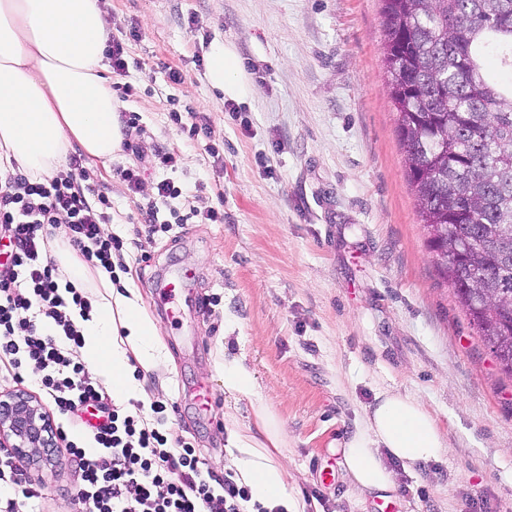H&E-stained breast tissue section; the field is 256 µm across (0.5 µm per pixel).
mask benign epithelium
<instances>
[{
    "mask_svg": "<svg viewBox=\"0 0 512 512\" xmlns=\"http://www.w3.org/2000/svg\"><path fill=\"white\" fill-rule=\"evenodd\" d=\"M0 447L12 449L19 459L33 466L51 462V449L55 447L52 422L24 392L0 399Z\"/></svg>",
    "mask_w": 512,
    "mask_h": 512,
    "instance_id": "obj_1",
    "label": "benign epithelium"
}]
</instances>
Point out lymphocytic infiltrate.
Masks as SVG:
<instances>
[{"label": "lymphocytic infiltrate", "mask_w": 512, "mask_h": 512, "mask_svg": "<svg viewBox=\"0 0 512 512\" xmlns=\"http://www.w3.org/2000/svg\"><path fill=\"white\" fill-rule=\"evenodd\" d=\"M82 175L75 158L66 177L33 181L15 171L0 178V233L11 247L0 269V361L18 381L31 371L56 413L90 430L97 451L73 441L66 448L83 512H241L247 502L253 512H268L247 487L204 473L189 439H168L160 424L169 401L152 403L156 423L148 425L112 403L76 361L83 336L71 310L87 312L90 301L82 289L54 280L46 244L64 234L87 262L110 271L125 248L123 239L104 234L108 202L86 196ZM41 317L54 334L41 332ZM42 499L41 485L0 448V512H42Z\"/></svg>", "instance_id": "f902f5d3"}]
</instances>
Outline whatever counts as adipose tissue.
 <instances>
[{
    "label": "adipose tissue",
    "mask_w": 512,
    "mask_h": 512,
    "mask_svg": "<svg viewBox=\"0 0 512 512\" xmlns=\"http://www.w3.org/2000/svg\"><path fill=\"white\" fill-rule=\"evenodd\" d=\"M107 35L99 0H0V170L14 168L39 181L63 172L72 145L92 165L120 151L118 101L105 76ZM206 79L232 99L250 92L227 43L213 46ZM52 249L59 283L95 291L90 313L80 321L84 357L115 401L146 400L145 386L132 371L137 364L154 370L165 361L156 322L135 289L115 291L108 273L89 270L64 239H56ZM257 388L253 370L238 359L225 361V391L249 399L253 408L246 425L235 411L224 413L230 465L253 500L297 512L288 492L296 477L283 459L286 432ZM445 451L436 419L420 402L385 392L365 429L339 453L354 491L363 497L395 489L392 462L409 470Z\"/></svg>",
    "instance_id": "ef3b65f1"
}]
</instances>
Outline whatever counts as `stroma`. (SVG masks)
I'll list each match as a JSON object with an SVG mask.
<instances>
[{"label":"stroma","instance_id":"1","mask_svg":"<svg viewBox=\"0 0 512 512\" xmlns=\"http://www.w3.org/2000/svg\"><path fill=\"white\" fill-rule=\"evenodd\" d=\"M99 4L127 46L131 93L119 113L139 125L82 184L108 198L105 232L126 244L121 284L139 291L172 358L158 373L134 370L150 402H175L165 431L226 476L224 408L243 424L251 416L247 399L224 391V360L239 358L285 424L292 498L320 512H382L381 497L355 496L335 450L364 429L379 392H400L433 414L449 449L399 472L401 512H512V378L427 246L384 77L383 0ZM217 42L234 47L252 88L233 114L205 77ZM193 118L208 128L195 140L180 128ZM162 150L174 166L159 163ZM128 167L141 170L140 193L116 175ZM164 179L181 191L161 209L173 227L150 236L138 209ZM218 206L223 223L203 220ZM171 270L187 271L192 291L167 307L157 283ZM87 438L68 428L56 465L31 471L44 512H80L66 442Z\"/></svg>","mask_w":512,"mask_h":512}]
</instances>
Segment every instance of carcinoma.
<instances>
[{
	"label": "carcinoma",
	"instance_id": "carcinoma-1",
	"mask_svg": "<svg viewBox=\"0 0 512 512\" xmlns=\"http://www.w3.org/2000/svg\"><path fill=\"white\" fill-rule=\"evenodd\" d=\"M385 65L427 246H464L442 280L512 375V0H384Z\"/></svg>",
	"mask_w": 512,
	"mask_h": 512
}]
</instances>
